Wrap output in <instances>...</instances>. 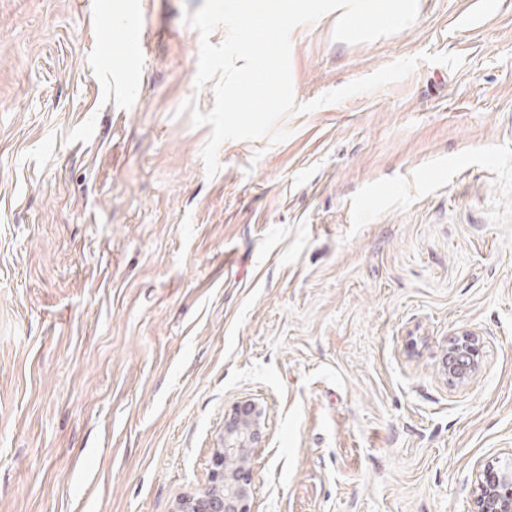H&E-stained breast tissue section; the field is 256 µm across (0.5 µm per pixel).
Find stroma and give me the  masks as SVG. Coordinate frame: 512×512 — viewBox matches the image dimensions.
I'll use <instances>...</instances> for the list:
<instances>
[{"mask_svg": "<svg viewBox=\"0 0 512 512\" xmlns=\"http://www.w3.org/2000/svg\"><path fill=\"white\" fill-rule=\"evenodd\" d=\"M0 0V512H174L227 413L266 408L254 512H471L512 462V0L290 36L303 104L207 174L204 0ZM137 60L107 49L130 3ZM478 334L467 386L449 339ZM479 337L469 330L451 338L442 358V373L452 385H467L480 368L482 353Z\"/></svg>", "mask_w": 512, "mask_h": 512, "instance_id": "stroma-1", "label": "stroma"}]
</instances>
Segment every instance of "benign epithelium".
Segmentation results:
<instances>
[{
    "label": "benign epithelium",
    "instance_id": "obj_1",
    "mask_svg": "<svg viewBox=\"0 0 512 512\" xmlns=\"http://www.w3.org/2000/svg\"><path fill=\"white\" fill-rule=\"evenodd\" d=\"M481 349L479 337L469 330L449 340L442 373L450 384L469 383L480 368ZM264 420L265 411L255 402L231 409L207 487L181 498L176 512H253L251 459L261 442ZM472 503V512H512V466L488 462L479 468Z\"/></svg>",
    "mask_w": 512,
    "mask_h": 512
}]
</instances>
